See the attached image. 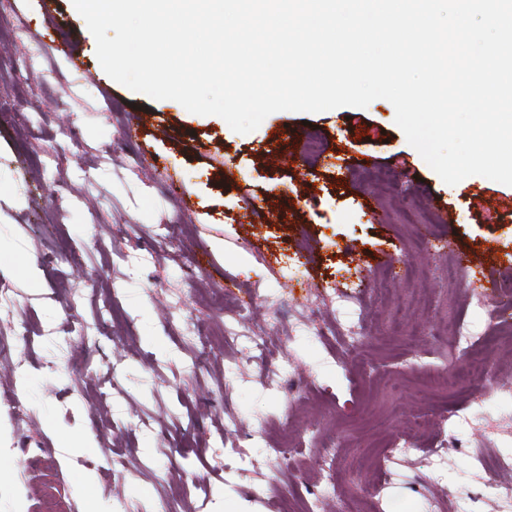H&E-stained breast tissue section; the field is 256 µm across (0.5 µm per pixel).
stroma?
Masks as SVG:
<instances>
[{"mask_svg": "<svg viewBox=\"0 0 512 512\" xmlns=\"http://www.w3.org/2000/svg\"><path fill=\"white\" fill-rule=\"evenodd\" d=\"M19 38L10 51L28 59L26 97L13 112L15 81L0 74V280L14 303L0 307V335L23 331L31 343L0 364V397L17 395L23 413L0 408L9 446L0 464V512L24 494L42 512L44 461L26 449H51L55 484L73 512V490L90 473L106 512H155L186 492L189 512H500L493 456L512 457V353L493 369L506 383L483 394V379L463 377L453 397L427 393L449 356L439 327L459 317L482 345L495 343L478 304L449 302L447 250L468 256L476 273L460 291L498 296L512 279V186L481 176L446 185L406 140L384 99L308 116L279 111L253 132H233L217 116L155 101L102 73L96 43L71 0L51 17L40 0H0V22ZM75 34L87 69L47 54L38 30ZM162 118L168 134L137 125L136 111ZM71 137H62L60 125ZM321 153L301 154L310 131ZM395 172L396 206L368 182ZM98 175L88 187L85 175ZM493 198L478 209L474 196ZM439 209L422 223L416 203ZM224 242L223 252L211 248ZM77 254L56 260L61 242ZM394 289H377L384 260ZM39 271L29 280L25 262ZM228 290L261 295L248 319L285 343L286 371L247 343H218L204 368L189 371L182 332L231 333ZM181 298L183 328L165 319ZM62 433L94 446L76 453ZM410 437L441 449L434 472L426 453L392 457L380 476L357 455ZM289 440L288 457L278 456ZM140 461L112 467L115 456Z\"/></svg>", "mask_w": 512, "mask_h": 512, "instance_id": "35a3bbf8", "label": "stroma"}]
</instances>
